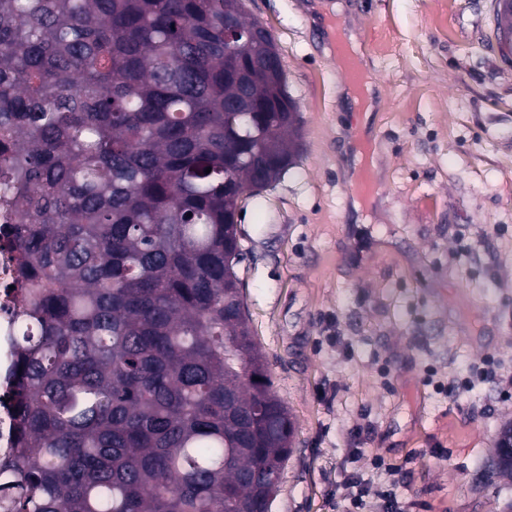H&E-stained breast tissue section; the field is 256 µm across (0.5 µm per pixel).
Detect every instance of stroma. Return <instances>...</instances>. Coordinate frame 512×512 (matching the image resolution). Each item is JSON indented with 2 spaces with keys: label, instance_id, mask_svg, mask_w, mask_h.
Masks as SVG:
<instances>
[{
  "label": "stroma",
  "instance_id": "stroma-1",
  "mask_svg": "<svg viewBox=\"0 0 512 512\" xmlns=\"http://www.w3.org/2000/svg\"><path fill=\"white\" fill-rule=\"evenodd\" d=\"M313 2L247 0L301 133L237 216L251 334L296 426L269 512H344L329 494L348 474L384 512L375 455L399 466L409 512H512V479H481L512 425V59L492 0H343L368 114L340 91L333 16ZM359 126L376 166L356 162ZM488 359L499 381L478 376Z\"/></svg>",
  "mask_w": 512,
  "mask_h": 512
}]
</instances>
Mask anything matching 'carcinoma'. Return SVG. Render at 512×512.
<instances>
[{"instance_id": "obj_1", "label": "carcinoma", "mask_w": 512, "mask_h": 512, "mask_svg": "<svg viewBox=\"0 0 512 512\" xmlns=\"http://www.w3.org/2000/svg\"><path fill=\"white\" fill-rule=\"evenodd\" d=\"M260 55L242 0H0L24 324L0 512H256L283 472L294 422L224 266L238 190L301 146Z\"/></svg>"}]
</instances>
